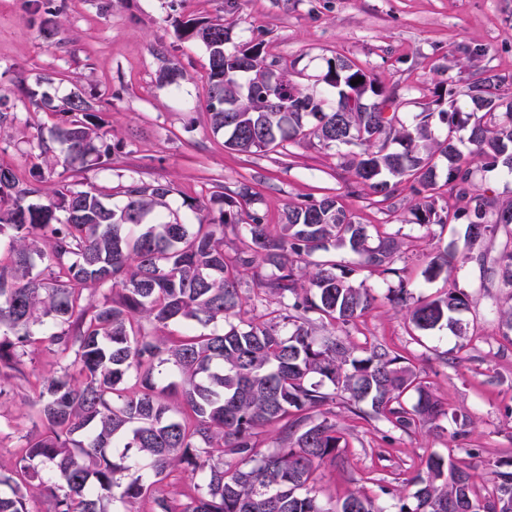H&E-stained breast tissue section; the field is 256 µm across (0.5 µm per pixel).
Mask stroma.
Masks as SVG:
<instances>
[{
  "mask_svg": "<svg viewBox=\"0 0 512 512\" xmlns=\"http://www.w3.org/2000/svg\"><path fill=\"white\" fill-rule=\"evenodd\" d=\"M58 11L60 40L46 41L39 29L45 9ZM223 18L232 24V46L260 45L267 60L292 71L297 81L324 73L329 59L356 60L383 87L397 89L402 121L422 112L424 88L445 82L459 104L478 73L512 76V0H0V106L16 118L0 133V164L25 175L42 159L32 141L54 123L47 109H34L30 94L61 105L75 90L91 97L101 131L112 147L109 164L71 181L73 189H118L134 179L171 183V208L197 223L215 189L230 194L247 186L256 199L249 211L279 223L291 205L340 195L365 224L404 242L391 274L358 271V255L343 248L336 260L353 270L354 283L375 298L372 309L349 328L356 342L382 343L408 354L421 378L448 409L437 429L410 434L381 422L353 418L332 405L348 446L336 463L313 474L310 486L322 501L352 492L371 497L384 512H397L393 490L413 493L420 459L436 453L471 468L476 483L490 479L489 461L512 457V343L504 339L497 311L512 305V287L468 260L470 250L496 256L505 235L469 247L466 227L407 223L413 198L399 190L385 203L348 194L343 165L348 145L306 141L281 152L243 154L225 149L206 107L204 46L180 39L187 20ZM482 46L477 66L461 63L458 44ZM176 65L170 82L160 74ZM448 247L459 261L451 277L425 281L424 256ZM454 286L470 295L461 318L465 336L444 330L414 332L405 309L391 299L408 288L414 298L434 297ZM29 393L18 380L0 376V469H11L31 428ZM470 422L461 443L452 436L460 417Z\"/></svg>",
  "mask_w": 512,
  "mask_h": 512,
  "instance_id": "35a3bbf8",
  "label": "stroma"
}]
</instances>
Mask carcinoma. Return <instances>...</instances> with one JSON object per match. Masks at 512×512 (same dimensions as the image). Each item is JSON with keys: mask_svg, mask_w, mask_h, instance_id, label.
Wrapping results in <instances>:
<instances>
[{"mask_svg": "<svg viewBox=\"0 0 512 512\" xmlns=\"http://www.w3.org/2000/svg\"><path fill=\"white\" fill-rule=\"evenodd\" d=\"M232 24L222 18L186 22L180 36L208 54L206 102L213 131L224 147L244 154L274 152L295 140L356 144L345 155L348 188L391 199L409 186L413 223L467 224L470 246L502 231L499 255L477 259L512 285V197L477 189L479 172L512 174V94L507 78L485 71L469 84V110L443 85L414 124L397 112L388 91L345 57L327 62L322 76L300 83L267 62L261 45L229 50ZM363 81L353 85L357 78ZM53 124L55 151L37 129L36 147L49 167L77 176L112 156L94 105L80 92L63 103ZM447 128L435 133V122ZM468 142L465 157L459 144ZM446 204L434 193L440 176ZM39 167L25 178L0 164V374L27 384V357L40 348L61 364V374L41 380L28 437L11 475L0 473V512H31L44 494L50 512H383L356 492L330 505L308 489L315 469L336 462L347 447L343 429L328 417L341 399L354 417L384 421L408 433L432 429L448 415L409 359L382 344H358L346 327L367 313L375 297L355 286L331 250L347 247L358 269L395 272L403 242L377 233L369 242L339 195L290 206L281 222L256 212L244 225L246 240L234 254L224 249L250 188L215 191L218 214L186 224L171 211L173 187L134 181L115 210L96 190L76 191L65 180L48 189ZM43 197L42 203L31 198ZM448 248L427 254L422 275H451ZM252 274L268 304L264 320L234 324L243 299L241 276ZM469 295L450 288L421 298L407 310L413 328L464 334L460 315ZM224 322L221 333L194 327ZM152 325L148 331L143 323ZM51 324L43 336L34 327ZM179 323L184 330L155 331ZM330 325L326 336L318 329ZM277 432V447L258 450L261 430ZM136 449L130 459L127 450ZM191 476L189 488H161L168 475ZM490 485L479 491L474 474L436 454L421 458L413 494L397 493L398 512H512V461H498Z\"/></svg>", "mask_w": 512, "mask_h": 512, "instance_id": "carcinoma-1", "label": "carcinoma"}]
</instances>
